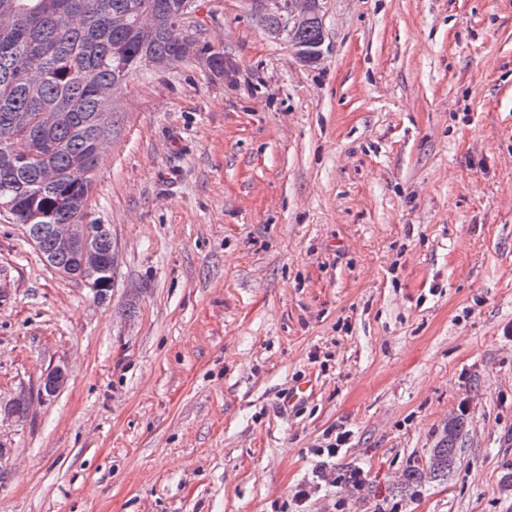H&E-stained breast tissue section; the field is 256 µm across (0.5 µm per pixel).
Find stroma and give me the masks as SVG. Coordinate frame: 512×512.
Returning a JSON list of instances; mask_svg holds the SVG:
<instances>
[{
	"label": "stroma",
	"mask_w": 512,
	"mask_h": 512,
	"mask_svg": "<svg viewBox=\"0 0 512 512\" xmlns=\"http://www.w3.org/2000/svg\"><path fill=\"white\" fill-rule=\"evenodd\" d=\"M324 13L308 67L198 0L232 79H128L92 176L106 300L0 212V406L29 402L0 512H512V0ZM456 417L448 477L406 486Z\"/></svg>",
	"instance_id": "obj_1"
}]
</instances>
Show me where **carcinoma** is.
I'll list each match as a JSON object with an SVG mask.
<instances>
[{
    "mask_svg": "<svg viewBox=\"0 0 512 512\" xmlns=\"http://www.w3.org/2000/svg\"><path fill=\"white\" fill-rule=\"evenodd\" d=\"M182 0H0V141L26 145L0 153V190L19 198L9 215L34 224H72L78 200L92 191L97 115L112 111V84L137 72L149 55L173 66L189 60L175 26ZM132 13L124 27L113 19ZM196 56L213 72L224 67V50L198 42ZM42 112L57 113L44 125ZM56 181L44 184L37 168ZM38 219H33L34 215ZM460 424L430 457L428 474L448 476L456 460Z\"/></svg>",
    "mask_w": 512,
    "mask_h": 512,
    "instance_id": "cac0c4a2",
    "label": "carcinoma"
}]
</instances>
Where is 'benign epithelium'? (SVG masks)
Masks as SVG:
<instances>
[{
  "mask_svg": "<svg viewBox=\"0 0 512 512\" xmlns=\"http://www.w3.org/2000/svg\"><path fill=\"white\" fill-rule=\"evenodd\" d=\"M251 15L278 17L279 25L266 28L273 39L286 40L293 56L300 62L314 66L324 57V41L315 44L303 43L300 33L309 26L324 27L323 0H243ZM53 252L58 255H74L79 260L77 275L96 297H101L112 286V270L115 253L101 254L95 250L97 242L111 240L112 235L105 224H49L47 225ZM65 379V371L56 368L43 378L44 391L52 395L58 391Z\"/></svg>",
  "mask_w": 512,
  "mask_h": 512,
  "instance_id": "1",
  "label": "benign epithelium"
}]
</instances>
